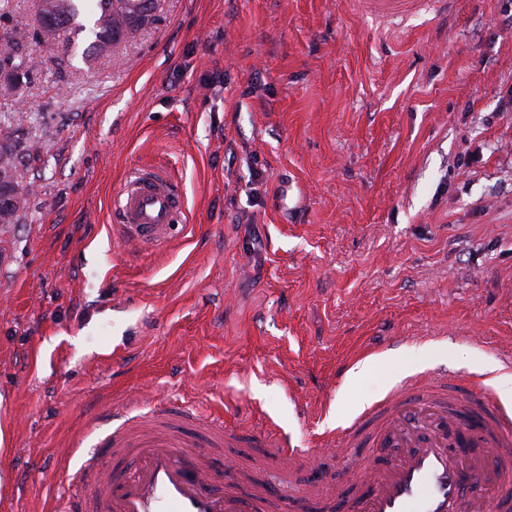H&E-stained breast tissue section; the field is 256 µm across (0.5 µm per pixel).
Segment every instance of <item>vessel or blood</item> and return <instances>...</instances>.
Masks as SVG:
<instances>
[{
  "instance_id": "1",
  "label": "vessel or blood",
  "mask_w": 512,
  "mask_h": 512,
  "mask_svg": "<svg viewBox=\"0 0 512 512\" xmlns=\"http://www.w3.org/2000/svg\"><path fill=\"white\" fill-rule=\"evenodd\" d=\"M448 0H362L371 16L436 12ZM184 204L162 171L143 166L126 176L114 200L119 235L132 253L167 246L181 230ZM206 432L191 442L178 429L150 430L139 420L104 431L99 450L76 473L87 512H269L276 492L242 490L236 474L218 472L211 449L225 442L224 424L195 418ZM365 447L345 473V498L312 482L301 498L324 512H512V415L495 399L448 369L367 409L336 440V454ZM132 449L130 472L110 460ZM491 487V504L474 493Z\"/></svg>"
}]
</instances>
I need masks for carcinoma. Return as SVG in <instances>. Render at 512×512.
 <instances>
[{
  "mask_svg": "<svg viewBox=\"0 0 512 512\" xmlns=\"http://www.w3.org/2000/svg\"><path fill=\"white\" fill-rule=\"evenodd\" d=\"M51 8L37 12L42 32L50 37L70 29L82 30L85 25L78 17L90 16L95 39L87 48V56L104 65L108 47L118 38L130 37L153 21L152 0H50ZM29 35L14 31L5 36L6 44L0 50V89L6 93L18 91L23 80L37 68L35 58L28 51ZM32 156L26 146L5 134L0 137V224L18 223L27 199L13 203L15 188L32 190L27 180L28 167L23 160Z\"/></svg>",
  "mask_w": 512,
  "mask_h": 512,
  "instance_id": "carcinoma-1",
  "label": "carcinoma"
}]
</instances>
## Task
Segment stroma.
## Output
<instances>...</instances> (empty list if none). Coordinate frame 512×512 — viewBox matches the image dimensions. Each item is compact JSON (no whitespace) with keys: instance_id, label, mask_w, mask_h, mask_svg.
<instances>
[{"instance_id":"1","label":"stroma","mask_w":512,"mask_h":512,"mask_svg":"<svg viewBox=\"0 0 512 512\" xmlns=\"http://www.w3.org/2000/svg\"><path fill=\"white\" fill-rule=\"evenodd\" d=\"M108 67L0 0L38 63L0 131L38 152L0 224V512H54L100 414L219 413L315 452L439 366L512 370V0L376 24L358 0H154ZM154 166L181 234L127 255L113 198ZM374 358L354 377L355 365Z\"/></svg>"}]
</instances>
